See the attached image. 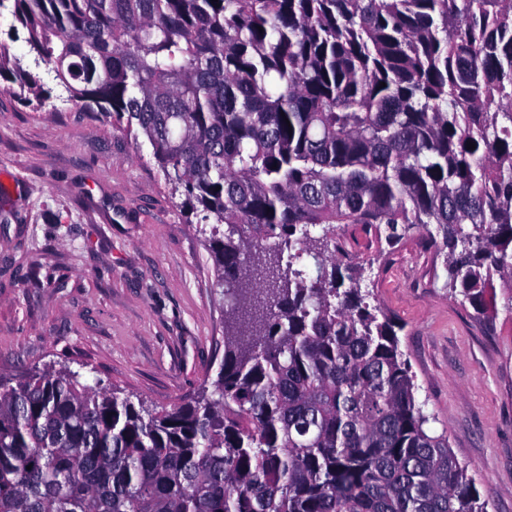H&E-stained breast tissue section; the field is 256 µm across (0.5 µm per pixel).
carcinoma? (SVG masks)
Wrapping results in <instances>:
<instances>
[{
    "label": "carcinoma",
    "mask_w": 512,
    "mask_h": 512,
    "mask_svg": "<svg viewBox=\"0 0 512 512\" xmlns=\"http://www.w3.org/2000/svg\"><path fill=\"white\" fill-rule=\"evenodd\" d=\"M25 104L144 136L234 292L217 398L0 375V512H487L330 244L425 230L512 310V0H13ZM475 149H467L468 143ZM226 229H221V226ZM316 260L309 278L297 267Z\"/></svg>",
    "instance_id": "obj_1"
}]
</instances>
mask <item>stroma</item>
<instances>
[{"label":"stroma","mask_w":512,"mask_h":512,"mask_svg":"<svg viewBox=\"0 0 512 512\" xmlns=\"http://www.w3.org/2000/svg\"><path fill=\"white\" fill-rule=\"evenodd\" d=\"M0 375L80 371L119 396L174 406L211 394L224 359V287L149 146L100 112L41 110L0 79ZM361 288L395 318L416 399L512 512V311L451 296L425 231L362 248Z\"/></svg>","instance_id":"1"}]
</instances>
